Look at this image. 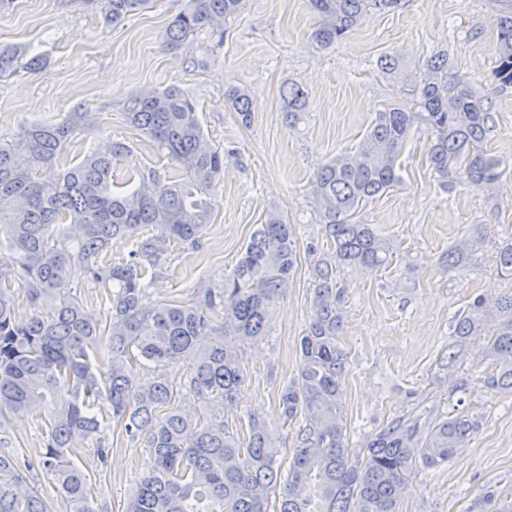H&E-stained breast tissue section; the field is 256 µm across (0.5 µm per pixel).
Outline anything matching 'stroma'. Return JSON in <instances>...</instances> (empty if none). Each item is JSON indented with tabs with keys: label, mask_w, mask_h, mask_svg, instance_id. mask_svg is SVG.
Returning a JSON list of instances; mask_svg holds the SVG:
<instances>
[{
	"label": "stroma",
	"mask_w": 512,
	"mask_h": 512,
	"mask_svg": "<svg viewBox=\"0 0 512 512\" xmlns=\"http://www.w3.org/2000/svg\"><path fill=\"white\" fill-rule=\"evenodd\" d=\"M186 2L154 0L151 9L108 24L104 0H0V46L22 45L44 62L0 78V143L16 141L27 124L87 112L90 125L74 132L59 167L122 142L129 153L112 165L113 190H131L152 171L176 181L182 172L175 163L127 124L125 102L141 89L171 85L189 95L206 137L224 154V174L211 191L214 216L198 246L171 247L147 265L144 300L192 302L223 285L269 211L292 224L299 267L264 336L244 348L249 378L228 417L233 427L252 416L263 420L284 468L304 422L282 424L279 397L297 376L315 267L330 248L310 193L314 174L355 151L376 113L412 107L410 81L379 69L384 54L397 56L412 77L430 57L447 56L451 75L486 97L495 120L489 152L512 162V86L493 78L496 20L512 12V0H400L328 48L310 38L318 18L308 0H244L225 25L223 46L202 31L182 48H166L163 31ZM291 82L308 95L306 119L295 127L280 96ZM232 86L251 94L250 125L224 102ZM430 140L425 125H413L400 150V183L361 212L363 223L391 242L392 265L336 270L345 290L338 336L348 362L343 420L357 451L395 419L424 426L446 414H479L467 448L448 465L415 471L396 506L475 512L489 491L512 489V394L487 387L495 361L482 354L481 339L460 342L454 328L476 296L512 294V280L500 276L495 261L502 240L512 237V172L495 190L443 187L427 160ZM462 241L471 252L446 269L443 256ZM99 418V436L73 440L70 458L86 475L94 512H124L149 451L107 412ZM46 432L40 418L9 417L0 423V451L35 462ZM101 447L109 451L103 461Z\"/></svg>",
	"instance_id": "1"
}]
</instances>
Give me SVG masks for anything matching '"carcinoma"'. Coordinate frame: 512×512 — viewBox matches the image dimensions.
Wrapping results in <instances>:
<instances>
[{"label":"carcinoma","instance_id":"1","mask_svg":"<svg viewBox=\"0 0 512 512\" xmlns=\"http://www.w3.org/2000/svg\"><path fill=\"white\" fill-rule=\"evenodd\" d=\"M151 0H106V17L118 22L149 8ZM400 0H310L320 23L314 41L329 47L343 40L368 13ZM243 0H187L166 28V45L179 47L205 29L224 44V21ZM496 81L512 85V12L499 17ZM21 49H0V77L17 70ZM413 97L421 108L377 113L355 153L330 160L311 182L319 222L333 249L316 266L313 316L300 339L297 377L284 389L279 417L305 426L288 467L286 491L271 502L281 481L278 450L266 424L248 418V432L229 429L209 406L237 407L249 374L242 346L263 335L264 325L293 275L296 254L291 225L267 213L224 286L210 288L191 304H142L150 283L143 259L171 244L194 246L211 220L207 198L224 172V154L207 139L193 102L176 86L147 89L126 102L129 123L182 170L183 182L142 177L131 192H112V163L127 155L123 143L109 153H90L64 170L56 160L86 112H70L57 123H34L18 141L0 144V237L9 254L0 263V418L47 412L48 436L39 466L55 481L66 512H94L87 479L67 457L75 435L100 431L96 408L107 404L126 433L145 436L149 463L126 512H395L397 497L418 468H439L466 447L479 427L477 414L440 419L425 430L393 421L363 452L347 448L341 383L347 373L337 344L341 288L336 268L373 271L392 262L390 243L360 211L400 183L399 153L420 122L431 130L430 165L438 180L474 187L499 186L509 163L488 153L494 117L485 98L461 78L448 77V59L426 61ZM226 102L250 120L247 89L232 87ZM288 118L306 112L305 91L296 83L282 90ZM138 240L122 263L104 260L113 238ZM496 266L512 280V240L500 244ZM111 288L105 317L88 311L72 294L75 274ZM34 308L48 294L60 303L48 316L16 313L14 291ZM221 309L214 321L211 312ZM498 325L482 353L497 361L487 384L512 392V294L493 303L476 298L459 314L455 333L466 341L484 335L489 318ZM186 366L179 380L166 367ZM151 368L148 377L140 370ZM23 482L17 459L0 452V512H50ZM480 512H512V492L502 502L489 497Z\"/></svg>","mask_w":512,"mask_h":512}]
</instances>
